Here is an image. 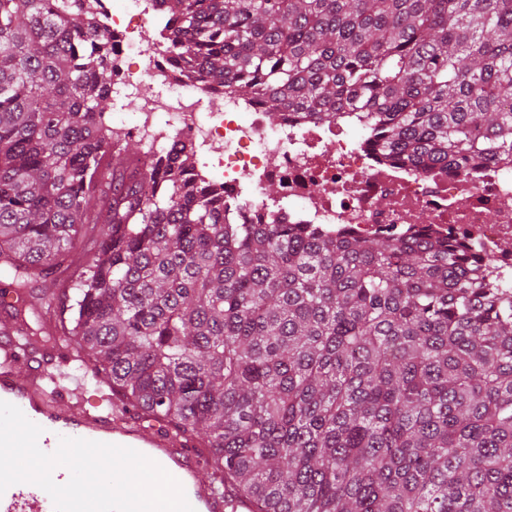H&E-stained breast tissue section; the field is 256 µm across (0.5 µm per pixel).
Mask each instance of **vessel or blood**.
I'll use <instances>...</instances> for the list:
<instances>
[{
	"label": "vessel or blood",
	"instance_id": "vessel-or-blood-1",
	"mask_svg": "<svg viewBox=\"0 0 512 512\" xmlns=\"http://www.w3.org/2000/svg\"><path fill=\"white\" fill-rule=\"evenodd\" d=\"M69 343L44 347L29 334L13 292L0 290V401L42 427L38 444L54 452L60 438L132 448L175 477L195 512H253L252 500L225 494L223 475L204 450L159 421L122 404L103 385L88 386L73 370ZM0 512H55L40 487L18 483L0 494Z\"/></svg>",
	"mask_w": 512,
	"mask_h": 512
}]
</instances>
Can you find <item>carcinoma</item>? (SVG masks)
<instances>
[{"label":"carcinoma","mask_w":512,"mask_h":512,"mask_svg":"<svg viewBox=\"0 0 512 512\" xmlns=\"http://www.w3.org/2000/svg\"><path fill=\"white\" fill-rule=\"evenodd\" d=\"M166 52L401 161L512 156V0H178ZM112 35L0 0V277L103 224L68 295L78 365L204 436L256 512H512V297L462 244L224 223L183 151L112 139Z\"/></svg>","instance_id":"1"}]
</instances>
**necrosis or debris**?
Listing matches in <instances>:
<instances>
[{"label":"necrosis or debris","mask_w":512,"mask_h":512,"mask_svg":"<svg viewBox=\"0 0 512 512\" xmlns=\"http://www.w3.org/2000/svg\"><path fill=\"white\" fill-rule=\"evenodd\" d=\"M165 7L151 0H84L112 35V95L136 94L118 129L144 144V164L187 150L198 180L224 190L225 219L302 224L327 237L389 233L454 239L494 268L512 294V159L474 173L386 161L368 145L359 113L314 122L286 113L269 122L255 102L180 75L162 39ZM275 196H266V186Z\"/></svg>","instance_id":"obj_1"}]
</instances>
